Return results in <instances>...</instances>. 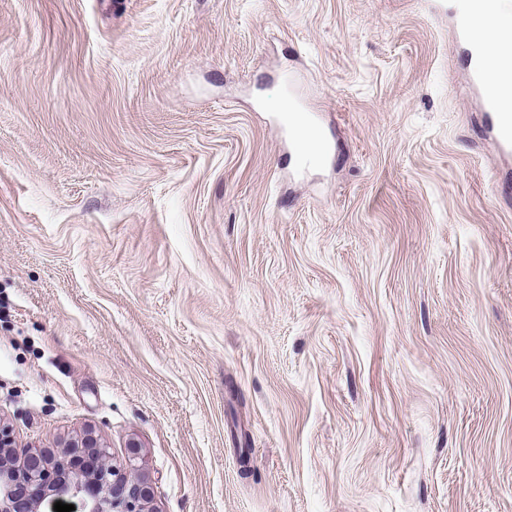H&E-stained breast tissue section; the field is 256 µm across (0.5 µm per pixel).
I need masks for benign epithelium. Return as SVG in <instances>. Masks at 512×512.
Returning <instances> with one entry per match:
<instances>
[{"mask_svg": "<svg viewBox=\"0 0 512 512\" xmlns=\"http://www.w3.org/2000/svg\"><path fill=\"white\" fill-rule=\"evenodd\" d=\"M8 428L0 426V512H43L48 499L76 498L78 512H153L151 480L139 472L140 447L133 442L122 461L90 432L73 438L64 455L51 450L15 457Z\"/></svg>", "mask_w": 512, "mask_h": 512, "instance_id": "benign-epithelium-1", "label": "benign epithelium"}]
</instances>
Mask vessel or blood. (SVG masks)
I'll return each mask as SVG.
<instances>
[{"mask_svg": "<svg viewBox=\"0 0 512 512\" xmlns=\"http://www.w3.org/2000/svg\"><path fill=\"white\" fill-rule=\"evenodd\" d=\"M445 7L459 40L466 46L467 71L471 84L482 96L484 122L499 151L512 155V57L492 60V46L485 31L492 24L484 0H467L456 10L452 0Z\"/></svg>", "mask_w": 512, "mask_h": 512, "instance_id": "vessel-or-blood-1", "label": "vessel or blood"}]
</instances>
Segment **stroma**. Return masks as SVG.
I'll return each instance as SVG.
<instances>
[{"label":"stroma","mask_w":512,"mask_h":512,"mask_svg":"<svg viewBox=\"0 0 512 512\" xmlns=\"http://www.w3.org/2000/svg\"><path fill=\"white\" fill-rule=\"evenodd\" d=\"M464 57L434 0H0L17 448L137 442L157 512H512V161Z\"/></svg>","instance_id":"1"}]
</instances>
